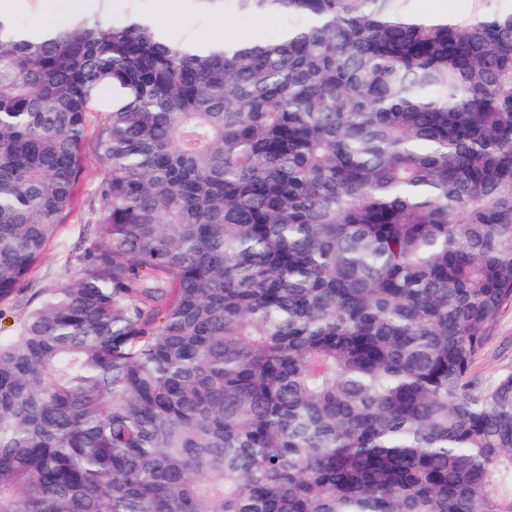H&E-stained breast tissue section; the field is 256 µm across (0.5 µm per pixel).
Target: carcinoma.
Listing matches in <instances>:
<instances>
[{
	"mask_svg": "<svg viewBox=\"0 0 512 512\" xmlns=\"http://www.w3.org/2000/svg\"><path fill=\"white\" fill-rule=\"evenodd\" d=\"M235 0L277 36L0 15V512H512V11ZM100 125V114L92 112L75 208L68 222L58 226L21 290L9 299L0 301V336L13 333L28 309L37 303L44 289L63 285L80 270L76 256L81 252L94 225L98 224L95 192L103 178V171L95 152L94 140ZM512 372V304L504 305L497 323L473 365V375L483 387Z\"/></svg>",
	"mask_w": 512,
	"mask_h": 512,
	"instance_id": "cac0c4a2",
	"label": "carcinoma"
}]
</instances>
